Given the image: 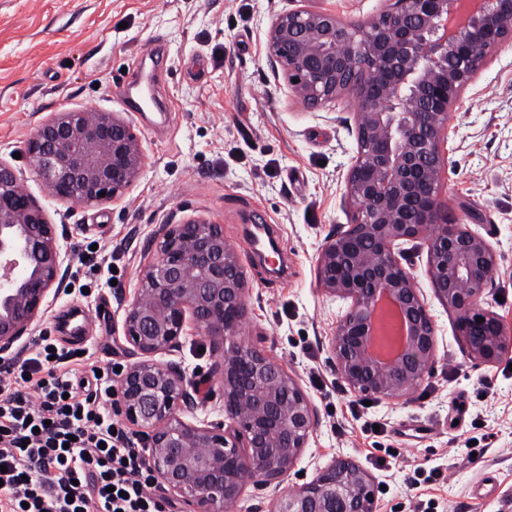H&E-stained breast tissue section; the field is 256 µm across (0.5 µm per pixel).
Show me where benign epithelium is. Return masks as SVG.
Masks as SVG:
<instances>
[{
  "label": "benign epithelium",
  "mask_w": 512,
  "mask_h": 512,
  "mask_svg": "<svg viewBox=\"0 0 512 512\" xmlns=\"http://www.w3.org/2000/svg\"><path fill=\"white\" fill-rule=\"evenodd\" d=\"M272 67L288 70L292 91L314 108L349 95L357 155L345 184L351 224L328 237L317 259L327 295L348 302L330 340L336 374L354 392L397 400L429 373L436 324L398 242L426 241L434 295L456 315L468 355L493 364L512 353V330L482 306L497 255L463 224H445L448 109L488 55L512 43V0H395L362 31L326 8L278 15L266 34ZM32 170L53 197L80 206L121 198L146 159L131 124L116 112H57L28 140ZM105 196H99V193ZM141 288L125 309L123 333L136 361L121 375L119 411L149 448L158 485L195 512H226L247 483L257 489L288 477L317 425L295 378L262 349L238 338L246 271L204 218L161 224ZM67 261L57 225L0 160V353L43 319ZM482 317L484 321L477 322ZM227 347L209 365L224 418L191 423L199 387L178 362L186 323ZM375 479L351 461L321 470L277 501L273 512H376Z\"/></svg>",
  "instance_id": "obj_1"
}]
</instances>
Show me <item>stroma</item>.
I'll list each match as a JSON object with an SVG mask.
<instances>
[{
    "mask_svg": "<svg viewBox=\"0 0 512 512\" xmlns=\"http://www.w3.org/2000/svg\"><path fill=\"white\" fill-rule=\"evenodd\" d=\"M393 0H0V159L66 227V291L40 325L61 346L104 365H129L124 309L152 260L161 224L202 216L224 227L247 275L242 340L294 374L318 423L279 485L246 487L234 512H271L277 499L340 459L370 467L376 449L397 461L371 469L377 512H414L434 500L441 512H512V354L472 361L456 316L436 299L426 249L409 243V263L437 328L429 375L398 401L350 413L353 397L332 365L329 340L344 311L317 283L327 237L351 221L345 202L357 153L354 99L307 107L272 68L266 33L279 14L328 8L365 24ZM159 46L156 60L147 49ZM118 112L139 136L146 164L116 203L79 206L53 198L24 156L36 126L55 112ZM441 200L448 221L480 234L499 265L484 306L512 329V43L495 50L451 109ZM277 235L285 275L272 276L249 248V229ZM96 254L116 276L91 268ZM85 312L83 338L63 326ZM476 442L481 454L462 449ZM443 479L409 487L415 467Z\"/></svg>",
    "mask_w": 512,
    "mask_h": 512,
    "instance_id": "35a3bbf8",
    "label": "stroma"
}]
</instances>
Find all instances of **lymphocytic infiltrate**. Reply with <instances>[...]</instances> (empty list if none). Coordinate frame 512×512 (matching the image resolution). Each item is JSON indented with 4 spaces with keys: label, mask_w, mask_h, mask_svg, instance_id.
Masks as SVG:
<instances>
[{
    "label": "lymphocytic infiltrate",
    "mask_w": 512,
    "mask_h": 512,
    "mask_svg": "<svg viewBox=\"0 0 512 512\" xmlns=\"http://www.w3.org/2000/svg\"><path fill=\"white\" fill-rule=\"evenodd\" d=\"M33 345L0 374V512H166L147 446L112 416L114 366Z\"/></svg>",
    "instance_id": "obj_1"
}]
</instances>
